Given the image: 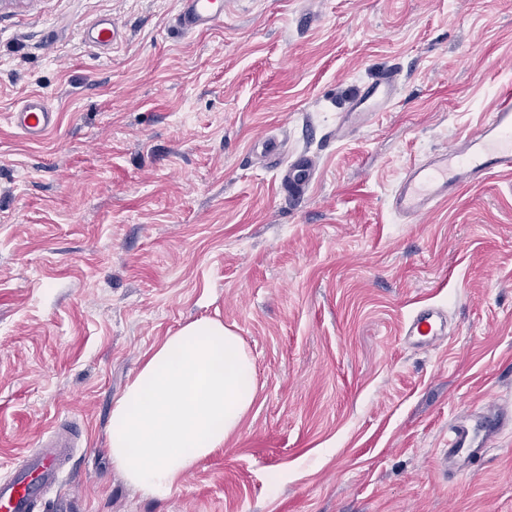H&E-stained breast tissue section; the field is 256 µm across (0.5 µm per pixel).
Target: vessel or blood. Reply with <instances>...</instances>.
I'll list each match as a JSON object with an SVG mask.
<instances>
[{
    "instance_id": "vessel-or-blood-1",
    "label": "vessel or blood",
    "mask_w": 512,
    "mask_h": 512,
    "mask_svg": "<svg viewBox=\"0 0 512 512\" xmlns=\"http://www.w3.org/2000/svg\"><path fill=\"white\" fill-rule=\"evenodd\" d=\"M180 4L176 23L182 33H199L224 20V0H180ZM395 92L393 76L379 73L350 100L336 126V137H346L352 117L368 125L372 114L388 108ZM8 119L26 139L38 141L55 127L58 115L44 97L35 96L10 112ZM318 169L316 157L308 153L281 167L279 184L284 195L292 201L303 196ZM511 172L512 89L507 88L498 95L477 131L411 165L399 179L391 204L406 223L413 224L462 187ZM402 335L412 345L436 344L448 335L447 319L437 308H420L409 317ZM511 425L512 415L491 407L476 411L468 421L451 423L443 453L449 474L473 472L491 442ZM64 428V422H55L24 463L10 477H0V512H32L36 499L60 482L61 460L71 445L63 435Z\"/></svg>"
}]
</instances>
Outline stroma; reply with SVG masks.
Masks as SVG:
<instances>
[{
    "instance_id": "stroma-1",
    "label": "stroma",
    "mask_w": 512,
    "mask_h": 512,
    "mask_svg": "<svg viewBox=\"0 0 512 512\" xmlns=\"http://www.w3.org/2000/svg\"><path fill=\"white\" fill-rule=\"evenodd\" d=\"M180 0L0 7V476L51 424L79 436L33 512H512V435L441 463L448 423L512 405V174L408 224L407 168L474 132L512 85V0H227L185 36ZM119 28L109 48L88 31ZM382 69L394 107L338 141ZM45 97L30 141L8 112ZM317 156L286 200L257 142ZM451 334L403 342L418 308ZM217 319L259 386L240 429L165 499L108 453L144 354ZM8 119L26 139L38 141L55 127L58 115L44 97L34 96L10 112Z\"/></svg>"
}]
</instances>
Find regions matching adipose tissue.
<instances>
[{
    "mask_svg": "<svg viewBox=\"0 0 512 512\" xmlns=\"http://www.w3.org/2000/svg\"><path fill=\"white\" fill-rule=\"evenodd\" d=\"M257 393L241 337L218 320L189 322L147 353L114 405L112 462L144 496L166 497L240 428Z\"/></svg>",
    "mask_w": 512,
    "mask_h": 512,
    "instance_id": "ef3b65f1",
    "label": "adipose tissue"
}]
</instances>
